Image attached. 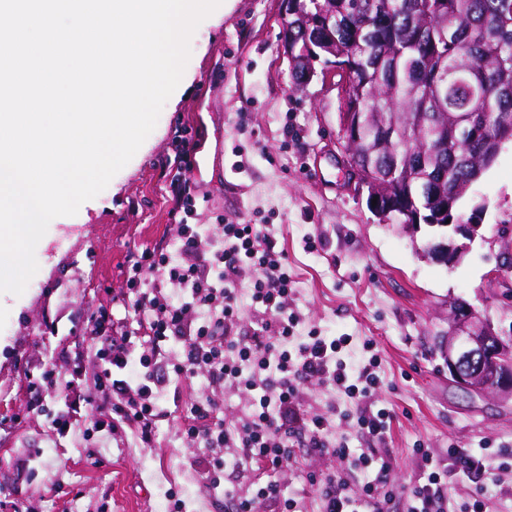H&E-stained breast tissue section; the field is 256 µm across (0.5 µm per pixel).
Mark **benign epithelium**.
<instances>
[{"mask_svg": "<svg viewBox=\"0 0 512 512\" xmlns=\"http://www.w3.org/2000/svg\"><path fill=\"white\" fill-rule=\"evenodd\" d=\"M478 213L477 207L471 219L452 224L450 243L429 245L427 257L446 266L456 263L461 250L466 248L456 243V237L471 241L478 235L481 229ZM445 360L448 374L460 388L512 397V341H505L468 305L461 310L450 309Z\"/></svg>", "mask_w": 512, "mask_h": 512, "instance_id": "obj_1", "label": "benign epithelium"}]
</instances>
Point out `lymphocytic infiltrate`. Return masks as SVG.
Segmentation results:
<instances>
[{
  "mask_svg": "<svg viewBox=\"0 0 512 512\" xmlns=\"http://www.w3.org/2000/svg\"><path fill=\"white\" fill-rule=\"evenodd\" d=\"M175 252L146 250L135 257L128 278L130 308L142 332L121 333L101 357V386L112 393V427L135 426L143 446H151L159 407L158 382L149 367L166 361L170 342L186 345L182 361L173 364L175 377L205 372L212 383L245 394L249 411L236 423L220 418L218 402L205 394L184 422V432L207 448H238L239 467L277 471L291 448L304 445L329 452L341 461L364 468L373 459L355 454L347 441L330 443L333 419L328 414L306 417L300 387L308 380L343 393L347 398L374 400L380 385L378 360L353 369L340 351L349 337L328 338L309 332L296 338L301 318L292 305L293 280L288 253L266 224H195V198L189 178L177 182ZM178 285L180 300L169 299L166 284ZM247 292L256 326L248 336L237 332L242 318L240 292ZM142 373H135L134 365ZM425 482L407 493V512H448L442 470L433 456ZM385 473L366 483L362 493L346 492L336 478H326L320 512H384L389 493Z\"/></svg>",
  "mask_w": 512,
  "mask_h": 512,
  "instance_id": "1",
  "label": "lymphocytic infiltrate"
}]
</instances>
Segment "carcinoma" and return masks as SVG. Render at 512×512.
<instances>
[{
    "label": "carcinoma",
    "mask_w": 512,
    "mask_h": 512,
    "mask_svg": "<svg viewBox=\"0 0 512 512\" xmlns=\"http://www.w3.org/2000/svg\"><path fill=\"white\" fill-rule=\"evenodd\" d=\"M295 80L348 74L367 191L453 210L512 140V0H293Z\"/></svg>",
    "instance_id": "obj_1"
}]
</instances>
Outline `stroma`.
Returning <instances> with one entry per match:
<instances>
[{
	"mask_svg": "<svg viewBox=\"0 0 512 512\" xmlns=\"http://www.w3.org/2000/svg\"><path fill=\"white\" fill-rule=\"evenodd\" d=\"M281 0H222L196 29L183 81L142 146L77 214L57 217L35 249L38 271L22 295H0V512H231L254 479L223 455L218 489L207 486L213 454L182 434L179 423L213 391L206 374L161 388L167 415L152 446L134 427L112 432V407L99 387L98 352L113 326L132 329L128 266L143 250L167 245L178 167L194 188L196 221L271 225L288 252L298 335L317 329L348 336L354 368L378 355V406L393 416L385 442L355 420H336L334 439L374 455L390 484L411 487L428 449L448 473L452 512L484 498L488 512H512V397L467 395L444 359L448 303L460 299L512 337V270L488 274L512 252V141L460 203L484 205L481 235L448 267L424 257L434 234L421 225L378 221L349 187L343 162L342 102L330 65L317 61L310 82L295 87L281 51ZM312 239L315 251L304 249ZM104 316L101 329L93 317ZM54 369L53 379H43ZM94 404L66 433L51 425L66 384ZM101 420L90 430L91 419ZM453 448L484 449L492 471L459 473ZM335 455L293 448L275 473L299 512H319L318 483L344 478L352 492L374 479Z\"/></svg>",
	"mask_w": 512,
	"mask_h": 512,
	"instance_id": "obj_1",
	"label": "stroma"
}]
</instances>
